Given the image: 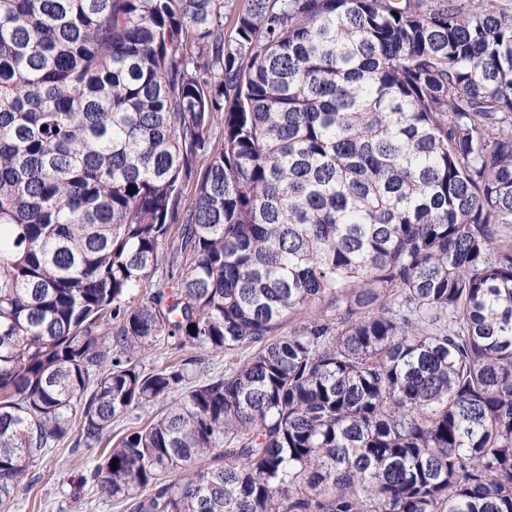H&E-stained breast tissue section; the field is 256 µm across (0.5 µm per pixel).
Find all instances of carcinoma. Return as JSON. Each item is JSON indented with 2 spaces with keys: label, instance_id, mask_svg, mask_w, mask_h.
<instances>
[{
  "label": "carcinoma",
  "instance_id": "cac0c4a2",
  "mask_svg": "<svg viewBox=\"0 0 512 512\" xmlns=\"http://www.w3.org/2000/svg\"><path fill=\"white\" fill-rule=\"evenodd\" d=\"M216 2L0 0V508L512 512V10ZM245 0H223L224 8H220L217 14L214 15L213 27L223 28L224 38H229L232 35L233 24L236 13L243 7ZM223 25L222 27H220ZM180 397V393L176 392L174 394H171V396L165 401L156 403L154 405L147 406L146 408L142 410H136L132 415L129 417H121L112 422V425L107 430V436H106V442L108 443L110 441V445L112 446L118 440L127 432V429H129L131 426H142L144 423L152 419L154 416H156L161 408H163V405L171 404L175 400H178ZM139 417L138 420H136V417ZM72 448L70 440L61 442L29 469L10 512H126L91 480L101 447Z\"/></svg>",
  "mask_w": 512,
  "mask_h": 512
}]
</instances>
